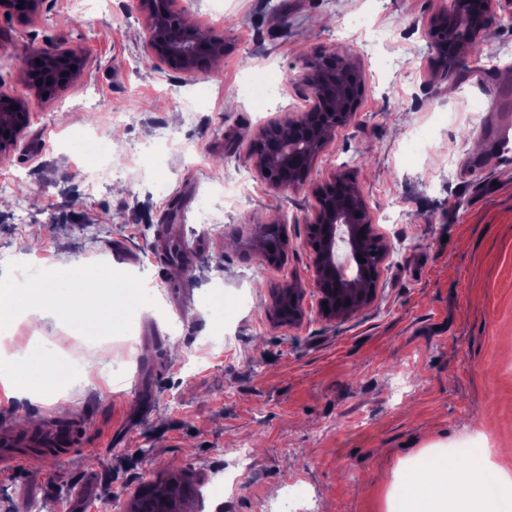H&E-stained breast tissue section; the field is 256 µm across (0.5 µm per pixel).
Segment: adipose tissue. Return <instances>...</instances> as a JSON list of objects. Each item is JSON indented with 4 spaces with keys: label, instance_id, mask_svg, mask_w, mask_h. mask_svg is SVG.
Listing matches in <instances>:
<instances>
[{
    "label": "adipose tissue",
    "instance_id": "obj_1",
    "mask_svg": "<svg viewBox=\"0 0 512 512\" xmlns=\"http://www.w3.org/2000/svg\"><path fill=\"white\" fill-rule=\"evenodd\" d=\"M111 293V280L101 272L92 271L79 279L76 286L47 282L23 291L18 300L1 288L0 310L20 303L33 305L49 315L69 316L86 334L93 335L112 321L113 307L102 303ZM478 471L479 464L473 458L456 460L444 455L431 458L406 478L404 495L410 512H512V479L493 472L499 490L496 496L489 497Z\"/></svg>",
    "mask_w": 512,
    "mask_h": 512
}]
</instances>
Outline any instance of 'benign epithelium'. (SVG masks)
Segmentation results:
<instances>
[{
	"label": "benign epithelium",
	"instance_id": "7a95c632",
	"mask_svg": "<svg viewBox=\"0 0 512 512\" xmlns=\"http://www.w3.org/2000/svg\"><path fill=\"white\" fill-rule=\"evenodd\" d=\"M42 0H0V18L25 21L37 14ZM165 9L152 10L146 49L148 56L174 69L193 72L200 61L224 51V38L202 37L198 30L181 21L172 0H164ZM512 12V0H449L448 10L432 19V26L449 38L436 48L437 65L448 73L460 59L465 47L482 38L501 11ZM85 65L75 50L54 46L26 56L23 67L36 93L49 96L69 84ZM312 89L308 110L291 121L290 134L282 137L277 151H264L265 135H260L250 154L255 165L268 171L265 178L276 189H297L304 180L285 177L289 166L310 167L318 154L334 137L336 130L355 117L362 93L360 71L348 59L331 51L324 52L306 74ZM18 109H13V106ZM29 104L22 98L0 90V155L7 154L30 124ZM316 207L308 225L306 244L314 255V288L321 295H333L335 289L356 292L367 305L377 296L381 266L367 270L359 261L365 246L359 225L372 223V216L354 178L339 172L315 191ZM288 296V323L303 317L300 288L291 283L277 289Z\"/></svg>",
	"mask_w": 512,
	"mask_h": 512
}]
</instances>
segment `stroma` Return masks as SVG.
Instances as JSON below:
<instances>
[{
    "label": "stroma",
    "mask_w": 512,
    "mask_h": 512,
    "mask_svg": "<svg viewBox=\"0 0 512 512\" xmlns=\"http://www.w3.org/2000/svg\"><path fill=\"white\" fill-rule=\"evenodd\" d=\"M447 0H175L224 54L184 73L144 67L145 0H43L0 27V86L26 99L31 122L0 156V279L35 261L55 275L111 268L118 317L99 340L67 319H0L30 378L53 361L43 344L112 356L64 393L20 388L0 426L27 433L20 411L80 425L82 447L27 452L0 468V512H98L171 474L199 481L184 512H270L283 491L315 512H390L412 463L442 448L512 441V153L502 156L471 112L488 114L512 64V28L482 39L492 74L443 77L425 39ZM60 44L85 66L56 96L34 94L23 58ZM352 57L364 89L296 190L267 184L250 159L263 129L307 110L309 61ZM279 98L257 102L266 82ZM427 144L410 149L407 130ZM110 151L112 177L85 194L93 164L75 135ZM248 172L245 200L193 228L211 190ZM350 173L390 246L375 300L344 318L322 313L305 244L315 190ZM182 206L170 211L168 201ZM288 250L269 262L247 243L268 219ZM185 240L194 263L166 266ZM304 290L302 320L282 323L273 292ZM249 305H241V295ZM252 465L221 485L241 444Z\"/></svg>",
    "instance_id": "1"
}]
</instances>
